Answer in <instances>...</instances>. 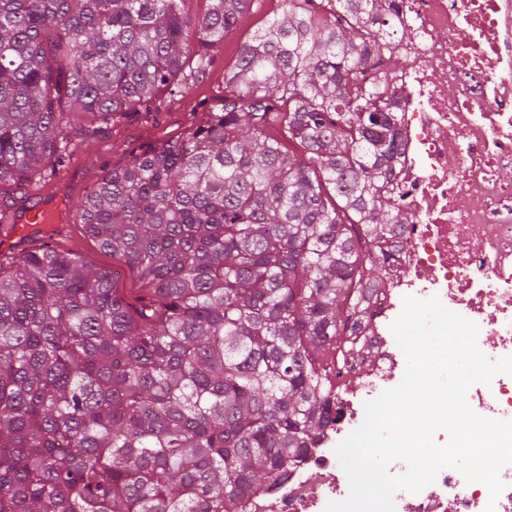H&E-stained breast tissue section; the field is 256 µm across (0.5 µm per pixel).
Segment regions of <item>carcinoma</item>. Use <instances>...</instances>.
Masks as SVG:
<instances>
[{
  "label": "carcinoma",
  "instance_id": "cac0c4a2",
  "mask_svg": "<svg viewBox=\"0 0 512 512\" xmlns=\"http://www.w3.org/2000/svg\"><path fill=\"white\" fill-rule=\"evenodd\" d=\"M0 0V186L188 91L253 0ZM389 0H283L224 101L68 217L143 286L50 244L0 262V512H244L333 421L329 366L403 225Z\"/></svg>",
  "mask_w": 512,
  "mask_h": 512
}]
</instances>
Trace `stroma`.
Masks as SVG:
<instances>
[{
	"instance_id": "1",
	"label": "stroma",
	"mask_w": 512,
	"mask_h": 512,
	"mask_svg": "<svg viewBox=\"0 0 512 512\" xmlns=\"http://www.w3.org/2000/svg\"><path fill=\"white\" fill-rule=\"evenodd\" d=\"M282 5V0H253L237 33L213 49L209 67L194 77L186 95L168 98L161 111L149 118H137L102 129L93 146L79 152L54 181L17 190L16 210L24 211L37 199L57 191L70 199H78L100 179L103 171L123 165L127 152L139 149L150 141L178 136L197 125L202 118L201 104L221 103L224 97V67L234 63L242 37L260 28L280 11ZM47 231L51 233L52 242L57 248L78 253L94 267L113 270L117 288L123 292L126 301H134L139 283L132 270L121 258L99 249L82 225L67 224L61 234L52 225L48 226Z\"/></svg>"
}]
</instances>
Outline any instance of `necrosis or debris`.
<instances>
[{"label": "necrosis or debris", "instance_id": "4bbe7bcc", "mask_svg": "<svg viewBox=\"0 0 512 512\" xmlns=\"http://www.w3.org/2000/svg\"><path fill=\"white\" fill-rule=\"evenodd\" d=\"M395 35L382 49L404 67L387 76L400 133L391 184L406 224L386 246L387 279L358 332L373 353L349 360L335 381L333 423L272 496L247 512H324L349 493L335 447L364 421L367 401L397 386L406 361L390 326L403 299L438 297L479 327L490 359L512 355V0H393ZM480 416L512 421V375L469 388ZM487 486L442 469L421 492L394 495L395 512H512V464Z\"/></svg>", "mask_w": 512, "mask_h": 512}]
</instances>
